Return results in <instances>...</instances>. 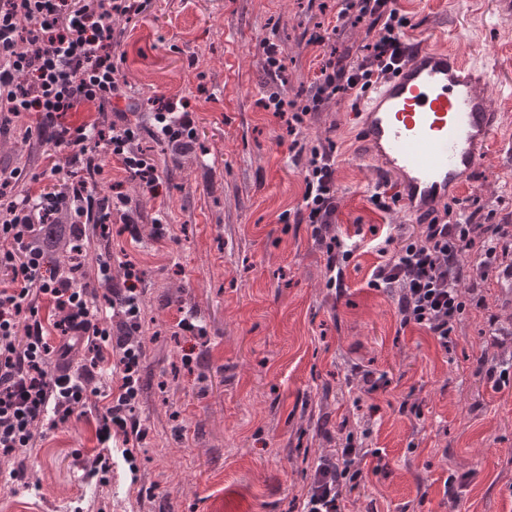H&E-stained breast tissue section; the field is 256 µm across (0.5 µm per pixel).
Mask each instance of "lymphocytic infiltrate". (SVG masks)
Returning a JSON list of instances; mask_svg holds the SVG:
<instances>
[{
  "label": "lymphocytic infiltrate",
  "instance_id": "obj_1",
  "mask_svg": "<svg viewBox=\"0 0 512 512\" xmlns=\"http://www.w3.org/2000/svg\"><path fill=\"white\" fill-rule=\"evenodd\" d=\"M147 0H0V112L19 117L38 113L41 129L52 132L68 165L106 153L118 158L132 179L154 191L158 170L151 159L133 150L140 123L128 114L126 84L113 63L118 45L115 20L132 22ZM336 18L365 24L366 52L355 60L324 58L319 77L304 98L271 92L266 106L284 122L292 142L291 161L305 185L298 217L310 224L325 248L329 283L341 286L343 266L357 244L331 233L336 213V157L333 148L301 141L309 115L339 96L359 95L384 79L404 56L409 21L391 0H336ZM94 104L112 112L107 127L73 125L68 113ZM150 119L157 140L174 149L193 146L194 118L177 111L165 97L152 100ZM23 170L0 169V459L33 447L40 427L57 428L74 408L84 405L98 375L118 372L120 385L108 393L98 413L101 445L92 476L107 481L112 470L109 442L113 433L138 431L134 418L140 393L142 344L134 337L142 321V302L133 286L134 265L123 267L125 289L112 288V259L97 256L95 276L103 296H96L78 273L51 268L45 232L56 217H65L71 250H86L88 226L108 234L113 210L127 205L120 188L102 192L96 181L68 180L57 191L37 195L11 193ZM382 262L369 285L395 296L401 325H416L448 346L457 325L470 313L485 314L488 341H512V328L488 309L485 292L500 276L512 277V224H488L459 199L446 204L442 216L419 222L412 232L387 236L377 246ZM478 261L465 265L464 253ZM53 309L51 320L39 314L42 303ZM381 457L348 440L333 457L320 461L302 500L301 512H343V492L364 479L366 456Z\"/></svg>",
  "mask_w": 512,
  "mask_h": 512
}]
</instances>
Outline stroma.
<instances>
[{
  "label": "stroma",
  "mask_w": 512,
  "mask_h": 512,
  "mask_svg": "<svg viewBox=\"0 0 512 512\" xmlns=\"http://www.w3.org/2000/svg\"><path fill=\"white\" fill-rule=\"evenodd\" d=\"M406 41L452 47L487 66L495 143L461 190L468 208L512 213V15L504 0H396ZM335 24L308 0H149L132 23L117 22L120 74L132 100L165 96L194 112L197 142L183 164L150 129L139 136L160 173L144 191L117 158L92 165L100 189L123 185L127 208L90 255L135 265L145 357L137 417L144 438L125 463L115 436L112 480L89 478L98 452V397L54 430L39 429L23 451L29 489L0 487V512H291L314 462L345 439L342 421L368 431L388 464L344 500L345 512H512V385L493 389L475 372L512 347H492L482 314L458 324L441 349L424 331L401 327L397 304L370 288L378 254L363 248L343 268V295L328 285L323 245L285 211L302 203L303 179L272 111L271 91L292 97L318 76L323 48L303 35ZM337 24V23H336ZM281 50V80L265 71L262 45ZM358 100L330 102L310 120L307 140L336 146L334 231L354 235L411 225L398 207L378 210V180L359 161ZM37 113L0 134V167L38 174L31 192L52 190L45 172L64 163L49 136L24 139ZM193 316L202 335L181 330ZM367 369L386 385L365 395L347 379ZM416 402L420 415L400 412ZM15 461V462H18ZM15 462L6 461V468ZM469 474L459 507L444 494L450 475Z\"/></svg>",
  "instance_id": "obj_1"
}]
</instances>
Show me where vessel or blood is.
Returning a JSON list of instances; mask_svg holds the SVG:
<instances>
[{"instance_id": "b4317fda", "label": "vessel or blood", "mask_w": 512, "mask_h": 512, "mask_svg": "<svg viewBox=\"0 0 512 512\" xmlns=\"http://www.w3.org/2000/svg\"><path fill=\"white\" fill-rule=\"evenodd\" d=\"M489 83L488 72L459 52L417 42L361 96L362 159L399 181L406 214L441 210L487 157L498 120Z\"/></svg>"}]
</instances>
